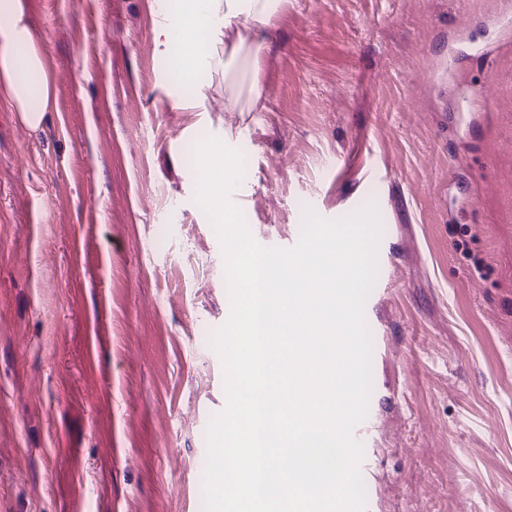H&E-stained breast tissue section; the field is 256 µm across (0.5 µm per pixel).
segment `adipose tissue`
<instances>
[{"mask_svg":"<svg viewBox=\"0 0 512 512\" xmlns=\"http://www.w3.org/2000/svg\"><path fill=\"white\" fill-rule=\"evenodd\" d=\"M280 0H183L180 8L165 13L159 34L173 45L183 46L194 29H205L214 52L210 66L243 72L255 67L256 52L265 28ZM236 38L225 43L228 29ZM0 96L20 112L25 124L38 128L56 100L48 64L38 42V27L26 0H0Z\"/></svg>","mask_w":512,"mask_h":512,"instance_id":"1","label":"adipose tissue"}]
</instances>
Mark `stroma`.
I'll return each mask as SVG.
<instances>
[{
  "mask_svg": "<svg viewBox=\"0 0 512 512\" xmlns=\"http://www.w3.org/2000/svg\"><path fill=\"white\" fill-rule=\"evenodd\" d=\"M28 5L57 109L0 97V512H203L230 313L205 136L246 156L256 241L378 212L375 512H512V0H283L245 112L213 67L180 107L157 0Z\"/></svg>",
  "mask_w": 512,
  "mask_h": 512,
  "instance_id": "stroma-1",
  "label": "stroma"
}]
</instances>
